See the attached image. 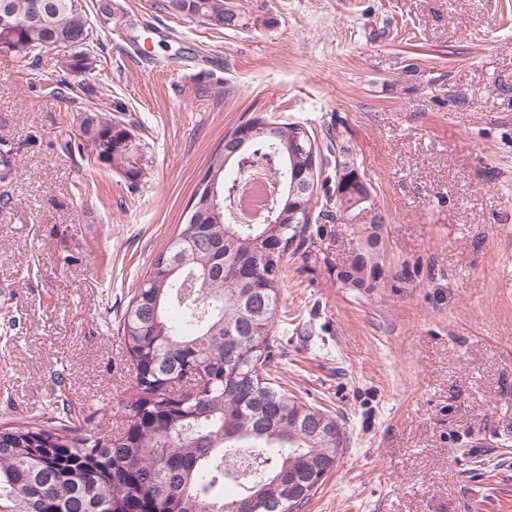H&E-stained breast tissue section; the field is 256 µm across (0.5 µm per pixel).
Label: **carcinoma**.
Masks as SVG:
<instances>
[{"mask_svg":"<svg viewBox=\"0 0 512 512\" xmlns=\"http://www.w3.org/2000/svg\"><path fill=\"white\" fill-rule=\"evenodd\" d=\"M169 4L218 28L237 23L224 0ZM0 13L14 21L0 47L15 48L18 71L53 49L70 73L96 68L73 0H0ZM80 131L98 160L137 179L140 145L122 124L90 110ZM346 154L336 146L338 210L370 198ZM257 164L285 182L261 223L234 224L233 174ZM322 174L303 125L254 116L224 136L206 171L221 207L186 213L124 313L133 394L112 405L121 430L86 431L63 395L48 414L0 425V512H298L316 494L346 433L277 381L272 352L288 251L304 241ZM382 229L381 215L356 229L349 270L336 274L342 287L371 292L412 277L386 262ZM230 483L240 490L226 494Z\"/></svg>","mask_w":512,"mask_h":512,"instance_id":"carcinoma-1","label":"carcinoma"}]
</instances>
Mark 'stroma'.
I'll return each mask as SVG.
<instances>
[{"mask_svg":"<svg viewBox=\"0 0 512 512\" xmlns=\"http://www.w3.org/2000/svg\"><path fill=\"white\" fill-rule=\"evenodd\" d=\"M96 68L0 53V422L130 391L118 328L226 133L255 115L336 131L371 198L318 202L288 255L283 386L348 444L301 512H512V0H224L214 29L168 0H74ZM98 109L142 175L97 161ZM382 214L397 288L336 271ZM80 131L99 161L120 162L124 164L125 177L137 179L141 173L140 145L122 124L100 111L89 110L80 123Z\"/></svg>","mask_w":512,"mask_h":512,"instance_id":"35a3bbf8","label":"stroma"}]
</instances>
